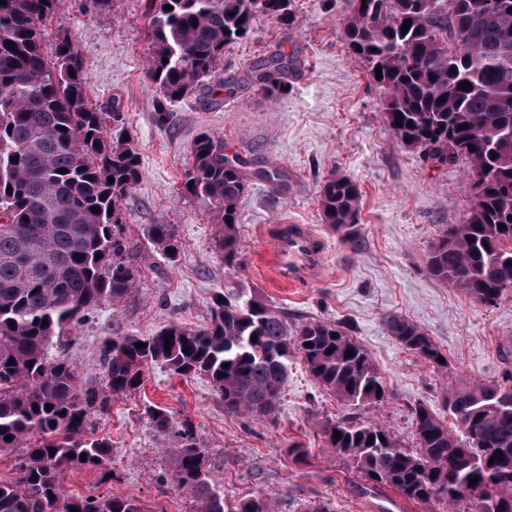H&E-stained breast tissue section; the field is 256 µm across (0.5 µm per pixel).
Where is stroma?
I'll return each instance as SVG.
<instances>
[{
  "instance_id": "35a3bbf8",
  "label": "stroma",
  "mask_w": 512,
  "mask_h": 512,
  "mask_svg": "<svg viewBox=\"0 0 512 512\" xmlns=\"http://www.w3.org/2000/svg\"><path fill=\"white\" fill-rule=\"evenodd\" d=\"M154 0H114L101 15L91 0H57L43 22L45 49L67 35L85 73L88 98L98 105L121 100L124 122L139 146L141 175L120 203L127 258L137 265L134 294L120 306L101 304L79 328L66 354L85 383L101 384L104 340L148 334L170 323L201 327L211 318L212 296H256L289 322L326 320L360 343L388 386L385 402L355 408L323 390L302 358L292 363L276 422L231 417L204 377L180 378L150 367L141 390L115 400L94 418V434L112 442L118 480L89 470L69 472V492L98 496L127 491L149 512H190L186 492L170 479L167 444L155 432L147 406L167 409L174 424L191 421L206 452L211 477L229 503L257 494L277 498L278 512H301L329 499L334 512H437L396 491L373 487L327 448L318 422L356 417L387 427L406 447L415 443L411 413L423 405L443 412L450 387L512 384V292L485 304L431 276L427 256L444 224L461 223L471 195L464 160L442 163L405 146L383 114L384 92L349 55L343 39L345 0H293L290 27L258 18L247 38L224 54L218 76L240 79L274 48L297 57L286 93L268 97L249 85L217 108L198 96L172 102L171 120H156V92L146 77ZM218 134L228 156L245 162L241 197L240 265L225 267L214 247L209 208L185 193L189 148L203 133ZM277 171L281 180L265 174ZM341 173L361 192L352 240L322 222L324 181ZM311 224L329 246L324 277L288 291L263 278L260 224L283 218ZM151 224L175 225L180 240L169 261L145 234ZM399 314L420 326L448 361L441 368L403 349L382 318ZM305 446L294 461L289 442Z\"/></svg>"
}]
</instances>
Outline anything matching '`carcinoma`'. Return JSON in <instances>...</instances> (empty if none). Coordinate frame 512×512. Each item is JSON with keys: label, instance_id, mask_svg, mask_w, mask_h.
Wrapping results in <instances>:
<instances>
[{"label": "carcinoma", "instance_id": "cac0c4a2", "mask_svg": "<svg viewBox=\"0 0 512 512\" xmlns=\"http://www.w3.org/2000/svg\"><path fill=\"white\" fill-rule=\"evenodd\" d=\"M55 4L0 0V451L25 449L18 476L0 480V512H148L130 493H69L65 478L73 469L113 477L112 444L88 437L92 419L139 390L151 366L176 377H208L224 398L225 414L262 422L276 421L298 354L316 382L347 406L381 403L387 386L368 352L340 326L290 325L272 305L252 298L233 304L222 291L204 327L173 322L145 336L104 341L99 386L85 384L68 358L48 354L102 303L118 306L131 297L139 277L125 259L119 230L120 200L140 176L139 148L118 100L110 112L88 100L68 37L55 42L52 57L45 55L42 22ZM347 4L346 47L383 88V112L396 136L443 163L459 157L468 163L471 208L461 223L441 226L430 246L429 273L477 301L494 302L512 291V0ZM290 5L155 0L147 76L156 88L157 121L168 120L167 104L197 93L220 105L210 83L224 52L247 37L260 16L292 25ZM407 19L411 26L403 34ZM9 42L15 50L7 49ZM294 64L276 48L252 66L250 80L271 97L283 94ZM464 80L471 90L458 87ZM190 157L184 190L208 203L215 249L235 268L246 173L225 158L223 140L208 133L192 142ZM320 202L324 223L352 239L357 185L334 174L322 185ZM147 234L168 259L177 257L174 225L150 224ZM383 326L404 349L439 364L441 352L420 326L393 313ZM138 342L145 346L135 347ZM445 411L452 429L431 408L414 409L412 448L379 422L325 420L318 427L326 446L362 479L411 503L451 508L465 502L466 512H486L484 499L494 498L499 512H512V386L452 387ZM148 415L156 432L175 441L171 479L192 498L193 512H273L268 496L227 504L191 422L176 428L158 406ZM497 451L503 459L494 457Z\"/></svg>", "mask_w": 512, "mask_h": 512}]
</instances>
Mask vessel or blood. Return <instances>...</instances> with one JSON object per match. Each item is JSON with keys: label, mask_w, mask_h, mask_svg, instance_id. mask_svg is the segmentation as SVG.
<instances>
[{"label": "vessel or blood", "mask_w": 512, "mask_h": 512, "mask_svg": "<svg viewBox=\"0 0 512 512\" xmlns=\"http://www.w3.org/2000/svg\"><path fill=\"white\" fill-rule=\"evenodd\" d=\"M258 236L265 244L268 274L283 288H304L326 271L327 243L311 225L262 224Z\"/></svg>", "instance_id": "vessel-or-blood-1"}]
</instances>
